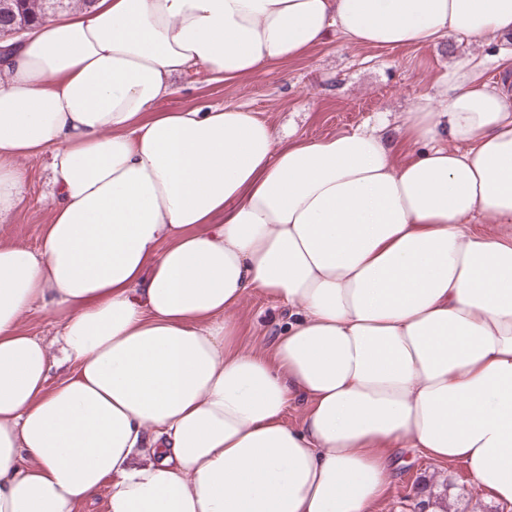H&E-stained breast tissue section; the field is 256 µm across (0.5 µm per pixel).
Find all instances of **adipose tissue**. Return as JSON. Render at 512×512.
I'll return each instance as SVG.
<instances>
[{
	"label": "adipose tissue",
	"mask_w": 512,
	"mask_h": 512,
	"mask_svg": "<svg viewBox=\"0 0 512 512\" xmlns=\"http://www.w3.org/2000/svg\"><path fill=\"white\" fill-rule=\"evenodd\" d=\"M332 31L512 35V0H94L0 43V222L21 159L58 187L37 250L0 244V512L105 483L106 512H372L406 448L512 503V97L452 58L399 166L374 126L288 143L244 105L160 107ZM256 291L288 308L259 353L230 318ZM21 327L32 335L43 336L47 339L52 338L56 329L51 317L43 313L27 315L23 318Z\"/></svg>",
	"instance_id": "ef3b65f1"
}]
</instances>
